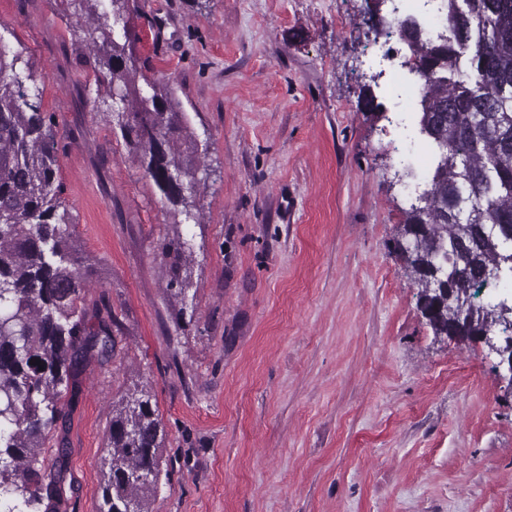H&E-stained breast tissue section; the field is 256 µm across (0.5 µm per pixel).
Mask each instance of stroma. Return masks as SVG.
<instances>
[{
	"label": "stroma",
	"instance_id": "stroma-1",
	"mask_svg": "<svg viewBox=\"0 0 512 512\" xmlns=\"http://www.w3.org/2000/svg\"><path fill=\"white\" fill-rule=\"evenodd\" d=\"M136 5L139 64L199 144L195 222L104 113L69 0H0V40L54 118L83 305L112 313V352L45 443L69 457L61 512H96L112 410L139 387L170 472L149 512H512L500 358L434 334L396 248L407 46L368 38L364 0ZM178 233L183 304L166 294Z\"/></svg>",
	"mask_w": 512,
	"mask_h": 512
}]
</instances>
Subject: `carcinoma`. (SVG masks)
I'll return each mask as SVG.
<instances>
[{"mask_svg":"<svg viewBox=\"0 0 512 512\" xmlns=\"http://www.w3.org/2000/svg\"><path fill=\"white\" fill-rule=\"evenodd\" d=\"M83 41L94 56L96 82L108 87L105 112L138 156L163 197L187 220L197 219L198 144L184 125L168 87L138 85L137 36L115 24L130 22L133 0H108L112 22L101 21V0H72ZM443 40L429 38L413 18L397 23L400 38L434 79L420 86L416 124L430 153L427 197L407 212L400 235L415 230L407 254L421 292L419 270L435 245L464 248L448 265L455 299L485 285L482 271L500 263L501 239L512 229V0H443ZM22 52L0 41V512H59L66 456L45 463L43 443L61 416L60 402L80 362L112 351L105 319L88 326L80 292L84 261L72 245L62 209L52 117L31 92ZM118 102H113V97ZM177 175L182 188L168 186ZM191 246L177 235L167 244V294L186 304ZM469 311L451 303L430 321L438 335L453 327L465 336L496 330L506 315L494 306ZM39 360L41 365L30 361ZM165 438L156 403L145 389L112 411L111 451L96 512H149L161 485Z\"/></svg>","mask_w":512,"mask_h":512,"instance_id":"1","label":"carcinoma"}]
</instances>
